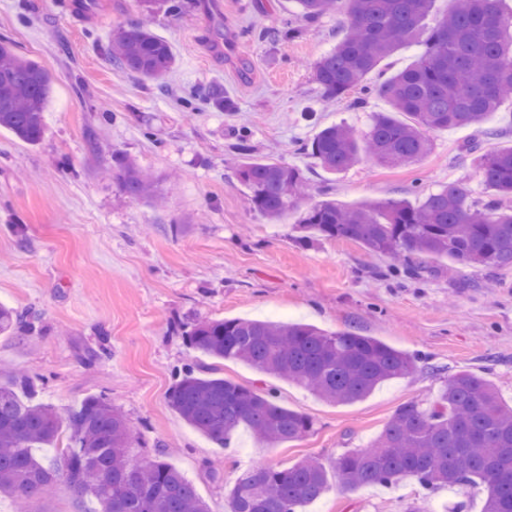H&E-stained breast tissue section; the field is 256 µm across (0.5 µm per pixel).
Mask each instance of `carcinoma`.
<instances>
[{"label":"carcinoma","mask_w":512,"mask_h":512,"mask_svg":"<svg viewBox=\"0 0 512 512\" xmlns=\"http://www.w3.org/2000/svg\"><path fill=\"white\" fill-rule=\"evenodd\" d=\"M151 13L182 10V0H138ZM434 0H295L298 13L315 21L342 13L346 21L336 46L314 66L323 95L341 99L357 90L352 106L365 107V77L404 46L422 50L410 65L379 81L376 94L389 106L373 112L358 133L331 124L302 145L331 174L346 171L366 155L386 168L411 166L432 149L424 131L485 125L512 97V12L499 0H454L452 11L424 27ZM114 66L144 79L168 73L174 58L166 41L134 23L114 34ZM50 73L20 58L0 40V128L31 145L45 135ZM195 99L226 111L233 100L210 87ZM234 149L241 158L233 175L254 208L281 220L296 208L302 187L295 167L250 156L247 136ZM464 151L475 156L486 197L475 199L465 180H455L416 198L365 202L348 207L334 199L314 203L298 224L306 240L349 239L387 256L393 270L415 275L432 257L452 266L478 264L512 269V147L473 140ZM112 172L131 197L151 203L160 188L121 152L112 154ZM35 316L0 304V334L33 330ZM188 345L216 360L243 362L260 373L293 382L319 399L347 404L377 386L408 375L419 355L397 350L353 331L330 332L308 324L251 319L202 320L186 333ZM0 383V496L20 503L49 492L60 475L94 500L95 512H209L193 484L166 460L137 458L136 439L123 414L103 398L86 399L62 411L32 402L28 379L5 372ZM171 405L195 430L228 447L240 428L275 445L303 439L311 419L281 406L272 388L253 389L190 365L169 394ZM68 445L57 468L44 448ZM334 471L344 487H393L407 478L434 492L445 486L479 485L483 512H512V406L495 385L470 371L449 377L436 399L401 405L372 445L336 456ZM329 485L326 468L313 458L287 466L255 465L243 470L230 489L231 512H302Z\"/></svg>","instance_id":"1"}]
</instances>
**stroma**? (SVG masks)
I'll return each mask as SVG.
<instances>
[{
  "instance_id": "1",
  "label": "stroma",
  "mask_w": 512,
  "mask_h": 512,
  "mask_svg": "<svg viewBox=\"0 0 512 512\" xmlns=\"http://www.w3.org/2000/svg\"><path fill=\"white\" fill-rule=\"evenodd\" d=\"M105 23H98V16ZM140 18L135 0H99L74 20L52 0H0V40L53 77L43 141L31 146L0 131V302L31 309L32 332L0 335V368L28 376L34 400L62 409L100 396L126 417L142 459L175 449L173 465L211 512H230L228 491L257 463L288 466L304 457L332 467L347 449L366 448L404 402L433 399L453 373L495 384L512 405V269L429 261V274L391 275L384 258L348 239L303 241L300 210L325 197L351 206L407 196L468 178L483 197L469 129L431 133V152L405 168L361 158L330 174L300 150L321 128L365 130L367 111L322 103L313 68L338 37V19L309 22L293 0H183L180 13L149 17L176 60L163 81L115 69L109 43ZM218 86L236 109L193 111L184 99ZM112 115L111 122L100 119ZM248 133L252 156L299 167L307 192L274 223L231 175L234 146ZM121 152L160 179L156 207L125 194L112 175ZM246 318L354 330L425 361L349 404L322 401L299 385L242 362L197 357L185 333L201 319ZM246 387H271L280 405L309 416L303 439L269 447L239 429L230 447L189 426L168 395L189 362ZM220 468L212 476L210 464ZM428 499L437 512L461 501L481 512V487L427 494L413 479L346 491L330 480L304 512H404ZM93 502L59 478L27 512H92Z\"/></svg>"
}]
</instances>
